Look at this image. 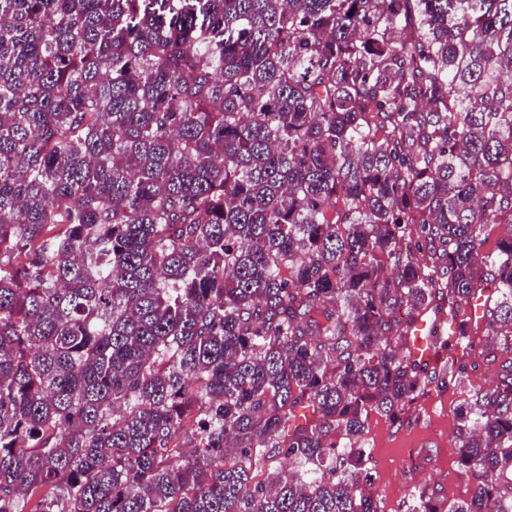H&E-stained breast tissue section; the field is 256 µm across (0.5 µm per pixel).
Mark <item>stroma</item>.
<instances>
[{"instance_id": "obj_1", "label": "stroma", "mask_w": 512, "mask_h": 512, "mask_svg": "<svg viewBox=\"0 0 512 512\" xmlns=\"http://www.w3.org/2000/svg\"><path fill=\"white\" fill-rule=\"evenodd\" d=\"M485 341L480 334L472 344L452 345L447 336H440L429 367L439 371L454 362L468 365L462 382L450 389L438 383L429 385L405 409L403 420L370 415L357 445L366 451L364 468L383 512H409L412 491L424 484L434 486L448 501L470 498L477 479L459 465L454 433L460 408L496 381V366L478 360Z\"/></svg>"}]
</instances>
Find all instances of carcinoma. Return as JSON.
I'll return each instance as SVG.
<instances>
[{"instance_id": "carcinoma-1", "label": "carcinoma", "mask_w": 512, "mask_h": 512, "mask_svg": "<svg viewBox=\"0 0 512 512\" xmlns=\"http://www.w3.org/2000/svg\"><path fill=\"white\" fill-rule=\"evenodd\" d=\"M505 70L512 0H0V512H382L354 444L485 285L482 481L413 512H512Z\"/></svg>"}]
</instances>
